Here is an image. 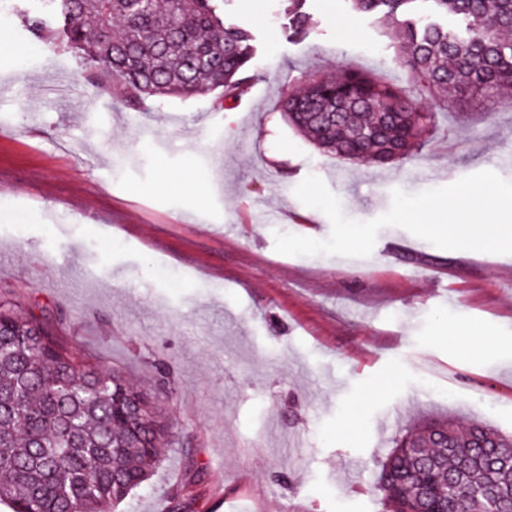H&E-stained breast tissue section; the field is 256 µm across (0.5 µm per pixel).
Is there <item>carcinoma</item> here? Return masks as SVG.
<instances>
[{
	"instance_id": "carcinoma-1",
	"label": "carcinoma",
	"mask_w": 512,
	"mask_h": 512,
	"mask_svg": "<svg viewBox=\"0 0 512 512\" xmlns=\"http://www.w3.org/2000/svg\"><path fill=\"white\" fill-rule=\"evenodd\" d=\"M19 21L44 37L48 18L87 64V83L120 77L130 105L219 91L243 97L257 78L255 38L224 20L231 0H28ZM288 39L310 33L307 0H279ZM387 20L399 63L435 101L512 85V0H349ZM279 109L317 149L362 166L408 159L433 113L414 96L345 69L311 75ZM0 501L12 512H112L145 483L164 425L133 384L72 351L54 329L0 302ZM376 489L386 512H512V437L429 418L402 435Z\"/></svg>"
}]
</instances>
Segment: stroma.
Masks as SVG:
<instances>
[{
  "label": "stroma",
  "instance_id": "stroma-1",
  "mask_svg": "<svg viewBox=\"0 0 512 512\" xmlns=\"http://www.w3.org/2000/svg\"><path fill=\"white\" fill-rule=\"evenodd\" d=\"M307 11L310 35L291 42L277 0H232L225 20L254 34L258 74L232 107L209 92L132 108L121 79L94 92L75 52L31 39L0 0V301L138 386L167 432L116 512H272L283 500L383 512L377 474L415 421L512 436V255L444 250L396 227L362 259L274 249L278 232L331 231L294 194L311 174L360 221L396 188L483 170L512 180V89L452 92L443 106L419 97L435 127L401 164L337 159L288 125L282 93L345 67L415 85L348 0ZM184 475L195 492L182 505Z\"/></svg>",
  "mask_w": 512,
  "mask_h": 512
}]
</instances>
